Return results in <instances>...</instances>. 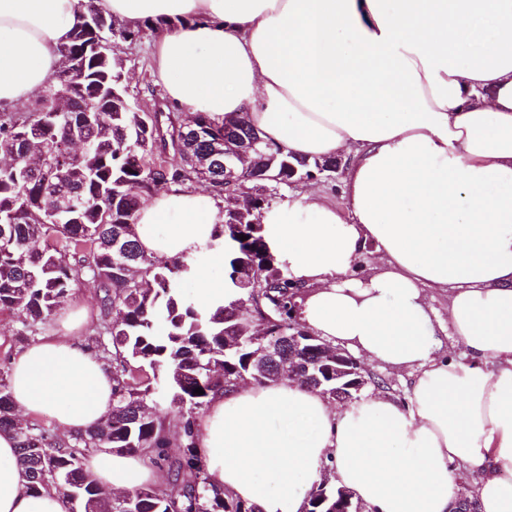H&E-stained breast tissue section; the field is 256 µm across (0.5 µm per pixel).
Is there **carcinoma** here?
Listing matches in <instances>:
<instances>
[{
    "label": "carcinoma",
    "instance_id": "carcinoma-1",
    "mask_svg": "<svg viewBox=\"0 0 512 512\" xmlns=\"http://www.w3.org/2000/svg\"><path fill=\"white\" fill-rule=\"evenodd\" d=\"M164 25L146 20L128 27L95 0H85L69 41L57 47L60 66L33 108L26 115L0 111V158L6 160L0 166V310L23 317L18 335L26 340L46 328L75 282H92L102 293L98 334L105 338L102 354L112 357L113 381L112 408L102 422L62 438L37 422L24 432L16 427L9 370H0V431L16 435L31 490L52 485L65 499L70 477L84 512H254L209 484L191 410L245 376L259 385L278 381L275 361L253 368L262 344L271 340L281 345L280 356L299 354L323 387L336 386L320 344L289 341L309 334L297 316L304 288L275 254L260 222L280 189L330 172L336 160L310 161L272 147L241 115L219 120L186 112L175 121L159 106L145 110L132 102L116 48ZM61 87L69 94V112L54 111ZM175 133L182 142L177 162L160 150ZM217 138L228 151L257 140V167L234 184L224 183V157L210 152L209 141ZM203 173L213 198L227 203L215 224L225 247L227 294L209 307L183 291L194 279L193 268L145 254L136 234L144 200L170 184L197 182ZM115 309L123 313L117 324L109 318ZM148 369L167 381L178 418L183 452L174 459L167 452L170 425L142 413L155 390ZM197 388L204 394L194 393ZM93 448L151 452L170 476L168 487L138 488L125 501L112 500L84 469L85 452ZM337 491L328 488L324 503L310 489L308 512L355 509Z\"/></svg>",
    "mask_w": 512,
    "mask_h": 512
}]
</instances>
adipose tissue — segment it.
Here are the masks:
<instances>
[{"label":"adipose tissue","instance_id":"ef3b65f1","mask_svg":"<svg viewBox=\"0 0 512 512\" xmlns=\"http://www.w3.org/2000/svg\"><path fill=\"white\" fill-rule=\"evenodd\" d=\"M129 26L168 20L155 67L172 102L242 114L271 145L346 157L341 202L289 196L264 233L306 287L300 319L332 345L419 366L406 403L344 410L290 381L217 393L196 420L210 483L257 512H305L303 484L336 471L370 512H452L458 471L478 512H512V0H98ZM80 0H0V106L33 100L59 67ZM215 202L176 184L137 213L150 256L223 263ZM378 265L362 267L366 248ZM448 295L463 357L438 355L427 290ZM15 410L60 431L112 406L104 361L68 335L11 359ZM18 441L0 433V512H64L31 491ZM103 485L162 483L148 453L105 448Z\"/></svg>","mask_w":512,"mask_h":512}]
</instances>
